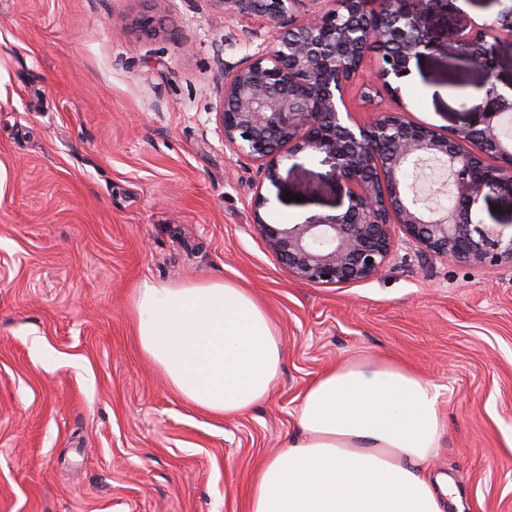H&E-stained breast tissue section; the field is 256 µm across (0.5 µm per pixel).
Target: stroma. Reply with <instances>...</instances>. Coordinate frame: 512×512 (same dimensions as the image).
Masks as SVG:
<instances>
[{"label": "stroma", "instance_id": "35a3bbf8", "mask_svg": "<svg viewBox=\"0 0 512 512\" xmlns=\"http://www.w3.org/2000/svg\"><path fill=\"white\" fill-rule=\"evenodd\" d=\"M497 11L450 0L416 82L370 103L348 89L355 120L474 122L483 73L448 30ZM142 14L163 33L138 31ZM280 28L219 0H0V512H248L308 385L364 354L439 386L431 471L462 512H512V263L425 256L400 234L378 277L304 283L254 228L348 203L325 154L284 160L271 183L224 146L221 69ZM473 221L511 235L512 195L484 193ZM147 280L248 289L282 347L268 397L214 416L174 391L136 333Z\"/></svg>", "mask_w": 512, "mask_h": 512}]
</instances>
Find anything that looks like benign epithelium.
Segmentation results:
<instances>
[{
    "mask_svg": "<svg viewBox=\"0 0 512 512\" xmlns=\"http://www.w3.org/2000/svg\"><path fill=\"white\" fill-rule=\"evenodd\" d=\"M219 2L239 14L290 18L271 52L224 64L216 112L224 146L259 163L272 182L279 179L283 158L305 150L323 153L336 179L347 185L348 206L342 213L314 215L300 224L256 220L268 250L292 276L328 286L372 279L385 269L397 229L429 254L468 264L512 262V236L468 220L486 188L512 189V141L500 135L504 94L496 89L486 93L477 123L444 134L410 122L402 112H380L360 123L346 104L350 81L336 83V57L352 53L360 68L372 45L378 55L375 80L380 88L395 91L392 82L410 72L411 60L434 47L430 18L446 10L448 0H438L434 8L418 0L424 27L417 31L398 24L392 12L384 25L353 24V36L341 46L326 32L336 31L342 8L355 0H339L340 8L301 21L291 20L299 0ZM491 29L486 22H472L448 31V38L464 46ZM393 46L397 63L389 66L383 55ZM426 160L448 168L451 206H431L420 191L404 188L406 166Z\"/></svg>",
    "mask_w": 512,
    "mask_h": 512,
    "instance_id": "obj_1",
    "label": "benign epithelium"
}]
</instances>
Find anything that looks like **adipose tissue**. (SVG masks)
Listing matches in <instances>:
<instances>
[{
	"instance_id": "1",
	"label": "adipose tissue",
	"mask_w": 512,
	"mask_h": 512,
	"mask_svg": "<svg viewBox=\"0 0 512 512\" xmlns=\"http://www.w3.org/2000/svg\"><path fill=\"white\" fill-rule=\"evenodd\" d=\"M144 353L196 407L237 415L261 402L282 366L265 310L224 281L143 282L134 300ZM300 433L266 460L249 512H448L459 495L432 475L443 424L439 388L371 356L343 361L307 387Z\"/></svg>"
}]
</instances>
